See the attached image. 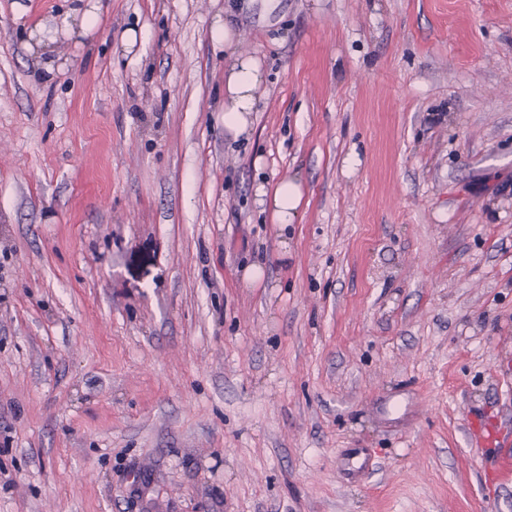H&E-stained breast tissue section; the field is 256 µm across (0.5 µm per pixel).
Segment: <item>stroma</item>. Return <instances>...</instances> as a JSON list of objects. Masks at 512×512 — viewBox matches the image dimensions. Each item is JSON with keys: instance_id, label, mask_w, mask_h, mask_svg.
Wrapping results in <instances>:
<instances>
[{"instance_id": "1", "label": "stroma", "mask_w": 512, "mask_h": 512, "mask_svg": "<svg viewBox=\"0 0 512 512\" xmlns=\"http://www.w3.org/2000/svg\"><path fill=\"white\" fill-rule=\"evenodd\" d=\"M499 430L512 0H0V512H512ZM261 83V72L257 61L236 57L224 77V127L235 135L243 133L249 126V115L254 112L255 91ZM302 193L299 185L283 181L272 195L273 216L278 224H292L297 216Z\"/></svg>"}]
</instances>
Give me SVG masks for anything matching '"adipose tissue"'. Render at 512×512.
<instances>
[{
    "mask_svg": "<svg viewBox=\"0 0 512 512\" xmlns=\"http://www.w3.org/2000/svg\"><path fill=\"white\" fill-rule=\"evenodd\" d=\"M261 82L257 61L236 58L226 77L224 98V126L236 134L249 126V115L255 107V91Z\"/></svg>",
    "mask_w": 512,
    "mask_h": 512,
    "instance_id": "adipose-tissue-1",
    "label": "adipose tissue"
}]
</instances>
